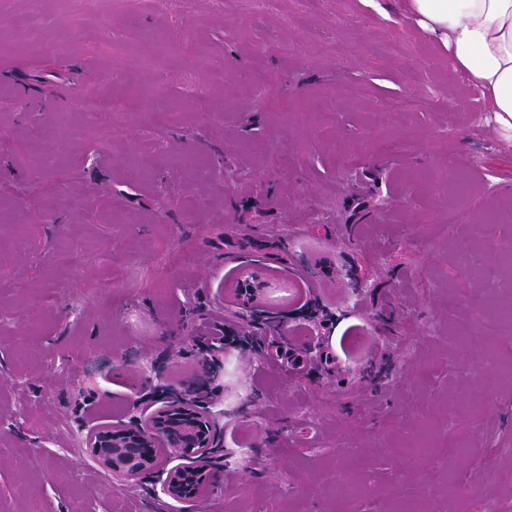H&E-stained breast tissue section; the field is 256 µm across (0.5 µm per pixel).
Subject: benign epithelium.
<instances>
[{"mask_svg":"<svg viewBox=\"0 0 512 512\" xmlns=\"http://www.w3.org/2000/svg\"><path fill=\"white\" fill-rule=\"evenodd\" d=\"M268 287L258 274L248 275L237 289L233 316H244L266 301ZM150 405L154 410L131 424L90 420L82 425L89 459L117 482L150 475L173 499L185 497L191 474L197 479L196 492L204 491L221 436L202 391L196 385L166 391ZM174 459L179 464L169 466Z\"/></svg>","mask_w":512,"mask_h":512,"instance_id":"benign-epithelium-1","label":"benign epithelium"}]
</instances>
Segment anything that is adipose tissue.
Masks as SVG:
<instances>
[{
	"label": "adipose tissue",
	"mask_w": 512,
	"mask_h": 512,
	"mask_svg": "<svg viewBox=\"0 0 512 512\" xmlns=\"http://www.w3.org/2000/svg\"><path fill=\"white\" fill-rule=\"evenodd\" d=\"M401 7L438 37L457 73L479 89L484 111L512 135V0H403Z\"/></svg>",
	"instance_id": "1"
}]
</instances>
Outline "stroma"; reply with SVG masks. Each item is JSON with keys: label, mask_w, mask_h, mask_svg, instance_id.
<instances>
[{"label": "stroma", "mask_w": 512, "mask_h": 512, "mask_svg": "<svg viewBox=\"0 0 512 512\" xmlns=\"http://www.w3.org/2000/svg\"><path fill=\"white\" fill-rule=\"evenodd\" d=\"M468 90L384 0H0V512H512V386L459 354L512 310V140ZM254 267L302 295L233 318ZM204 374L207 492L94 468L75 419Z\"/></svg>", "instance_id": "obj_1"}]
</instances>
